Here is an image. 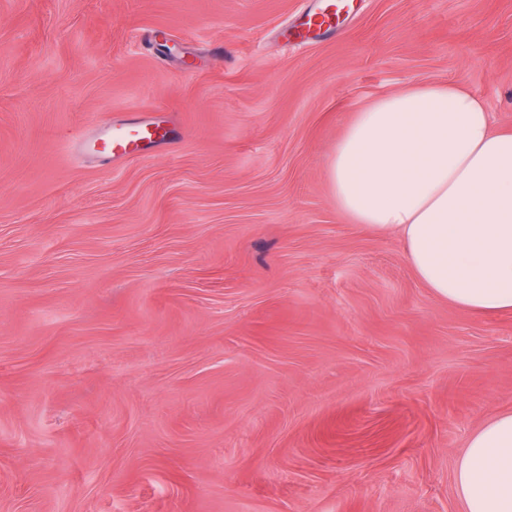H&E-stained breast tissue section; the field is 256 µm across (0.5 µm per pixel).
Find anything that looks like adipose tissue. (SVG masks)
I'll return each instance as SVG.
<instances>
[{
	"label": "adipose tissue",
	"mask_w": 512,
	"mask_h": 512,
	"mask_svg": "<svg viewBox=\"0 0 512 512\" xmlns=\"http://www.w3.org/2000/svg\"><path fill=\"white\" fill-rule=\"evenodd\" d=\"M328 170L337 210L398 234L439 299L512 313V129L455 84L412 86L356 112ZM464 512H512V412L472 433L455 475Z\"/></svg>",
	"instance_id": "ef3b65f1"
}]
</instances>
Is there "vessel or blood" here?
<instances>
[{
    "mask_svg": "<svg viewBox=\"0 0 512 512\" xmlns=\"http://www.w3.org/2000/svg\"><path fill=\"white\" fill-rule=\"evenodd\" d=\"M178 136V129L166 120L144 118L134 122L107 123L103 126L100 151L117 163L149 148L166 145Z\"/></svg>",
    "mask_w": 512,
    "mask_h": 512,
    "instance_id": "vessel-or-blood-1",
    "label": "vessel or blood"
}]
</instances>
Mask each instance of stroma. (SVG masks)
Returning <instances> with one entry per match:
<instances>
[{
  "instance_id": "35a3bbf8",
  "label": "stroma",
  "mask_w": 512,
  "mask_h": 512,
  "mask_svg": "<svg viewBox=\"0 0 512 512\" xmlns=\"http://www.w3.org/2000/svg\"><path fill=\"white\" fill-rule=\"evenodd\" d=\"M345 3L0 0V512H463L512 313L436 298L327 163L413 84L511 129L512 0ZM156 108L173 149L73 146Z\"/></svg>"
}]
</instances>
